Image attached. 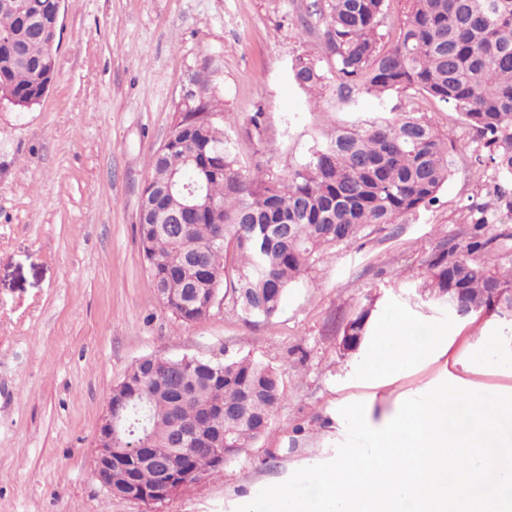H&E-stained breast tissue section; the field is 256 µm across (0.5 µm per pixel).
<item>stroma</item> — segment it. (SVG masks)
Masks as SVG:
<instances>
[{"label": "stroma", "instance_id": "obj_1", "mask_svg": "<svg viewBox=\"0 0 512 512\" xmlns=\"http://www.w3.org/2000/svg\"><path fill=\"white\" fill-rule=\"evenodd\" d=\"M309 2L63 0L52 87L25 108L0 99V512H235L296 470L332 460L347 437L340 408L360 402L366 419L380 421L486 341L497 348L466 373L469 388L512 387V321L458 316L417 292L422 258L461 232L468 205L492 198L468 148L454 153L434 206L325 250L274 321L246 320L226 303L184 323L158 301L139 245L140 200L150 161L191 97L207 92L235 119L245 174H285L336 121L289 75L291 59L316 47L297 20ZM388 104L469 137L456 112L414 92ZM370 304L372 328L405 317L417 342L445 332L446 359L368 377L375 338L354 353L341 339ZM150 355H249L276 368L285 388L263 438L156 511L109 495L93 473L112 388Z\"/></svg>", "mask_w": 512, "mask_h": 512}]
</instances>
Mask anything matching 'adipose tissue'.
<instances>
[{"label": "adipose tissue", "mask_w": 512, "mask_h": 512, "mask_svg": "<svg viewBox=\"0 0 512 512\" xmlns=\"http://www.w3.org/2000/svg\"><path fill=\"white\" fill-rule=\"evenodd\" d=\"M448 350L444 332H436L426 347H419L409 334V322L402 319L386 326L371 369L386 377L399 375L413 366L438 359Z\"/></svg>", "instance_id": "1"}]
</instances>
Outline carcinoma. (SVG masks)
Returning <instances> with one entry per match:
<instances>
[{
    "mask_svg": "<svg viewBox=\"0 0 512 512\" xmlns=\"http://www.w3.org/2000/svg\"><path fill=\"white\" fill-rule=\"evenodd\" d=\"M303 31L316 38V55L291 63L293 84L312 94L331 90L337 112L360 111L366 97L385 105L394 92L414 90L459 113L476 143L472 157L495 178L496 211L468 207L460 239L443 238L422 259L421 294L438 304L463 288L480 308L494 288L512 289V268L501 271L485 234L512 213V0H312ZM35 33L0 41V98L16 105L40 100L29 63L49 55ZM181 116L175 147L157 152L148 180L157 185L139 223L140 249L153 288L168 291L167 310L182 322L209 318L216 299H229L245 317L271 322L288 289L326 249L367 231L396 224L432 206L451 175L456 142L422 112H377L343 119L313 139L283 176L262 169L245 177L229 130L211 99ZM194 181L216 208L191 224H155L156 212L182 210L183 184ZM224 230V239L218 231ZM237 263L227 273V258ZM373 308L364 307L345 336H368ZM130 399L118 420L130 446L128 468L115 481L150 489L157 472L138 445L169 448L172 415L194 420L204 408L224 428L233 452L220 459L195 452L184 465L199 479L221 471L268 431L284 401L281 374L248 356L221 362L143 357L112 388Z\"/></svg>",
    "mask_w": 512,
    "mask_h": 512,
    "instance_id": "cac0c4a2",
    "label": "carcinoma"
}]
</instances>
